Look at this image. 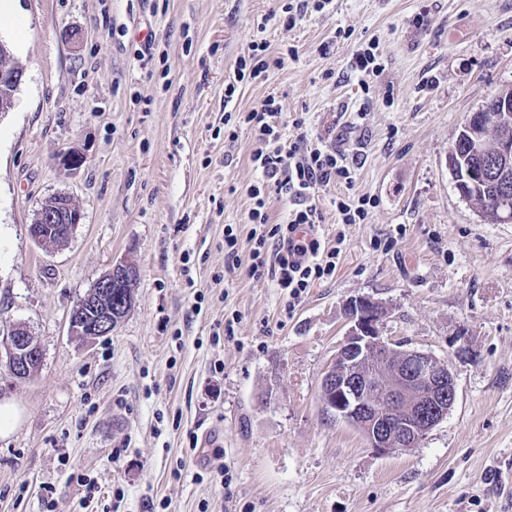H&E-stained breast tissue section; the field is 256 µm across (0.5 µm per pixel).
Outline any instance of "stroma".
I'll return each mask as SVG.
<instances>
[{
  "mask_svg": "<svg viewBox=\"0 0 512 512\" xmlns=\"http://www.w3.org/2000/svg\"><path fill=\"white\" fill-rule=\"evenodd\" d=\"M272 7L20 0L0 20L25 70L0 116V334L26 325L43 351L27 380L0 364V400L24 409L0 437V512H43L46 495L54 512H512V223L487 222L446 163L466 118L512 87V0H334L290 30L265 23ZM260 39L281 60L237 110L275 96L284 136L304 117L378 200L342 226L335 188L316 191L322 239L345 247L289 313L272 278L224 267V227L247 240L258 178L249 130L224 139V86ZM369 40L384 71L365 85L351 59ZM67 153L82 164L63 168ZM59 192L82 221L45 248L29 226ZM122 259L133 307L110 335L73 338L70 312ZM360 296L383 303L385 337L455 375L416 447L371 448L322 404Z\"/></svg>",
  "mask_w": 512,
  "mask_h": 512,
  "instance_id": "1",
  "label": "stroma"
}]
</instances>
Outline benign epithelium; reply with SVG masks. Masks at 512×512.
I'll return each mask as SVG.
<instances>
[{"mask_svg": "<svg viewBox=\"0 0 512 512\" xmlns=\"http://www.w3.org/2000/svg\"><path fill=\"white\" fill-rule=\"evenodd\" d=\"M500 111L490 115L499 127L495 158L500 174L512 166V91L496 94ZM82 213L65 193L53 195L34 215L30 235L50 247V237L67 240ZM137 270L134 263L113 264L92 286L69 317V334L87 343L112 333L124 318L112 308V284ZM350 326L334 362L321 378L323 405L354 425L369 445L382 452L415 447L447 417L456 399L451 367L433 354L405 348L382 334L384 314L378 301L359 298L347 308ZM43 353L35 336L22 324L0 339V360L16 379L27 380L41 364Z\"/></svg>", "mask_w": 512, "mask_h": 512, "instance_id": "7a95c632", "label": "benign epithelium"}]
</instances>
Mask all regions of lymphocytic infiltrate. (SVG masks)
Returning a JSON list of instances; mask_svg holds the SVG:
<instances>
[{"instance_id": "f902f5d3", "label": "lymphocytic infiltrate", "mask_w": 512, "mask_h": 512, "mask_svg": "<svg viewBox=\"0 0 512 512\" xmlns=\"http://www.w3.org/2000/svg\"><path fill=\"white\" fill-rule=\"evenodd\" d=\"M279 107L275 96H268L262 107L241 112L234 123L224 126V138L236 141L239 127H246L254 141L250 155L260 180L252 185L248 221L252 226L249 250H242L232 225L224 227V257L227 270L246 267L249 276H272L288 297L287 310H294L307 289L316 281L333 278L345 242L337 233L335 243L322 241L317 230L323 215L315 202V192L334 184L345 185L337 195L336 221L340 224L366 223L376 201L366 195H353L355 169L347 155L326 146L306 147L303 119L292 121L295 136L284 140L276 122ZM293 202L283 224L270 221L271 197Z\"/></svg>"}]
</instances>
